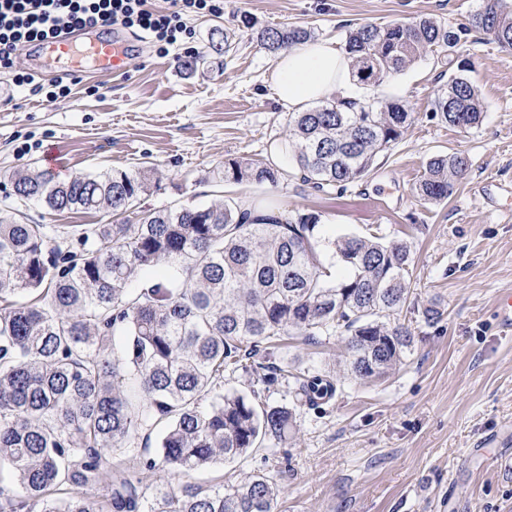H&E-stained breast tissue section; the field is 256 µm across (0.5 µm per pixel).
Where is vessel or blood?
Returning <instances> with one entry per match:
<instances>
[{"mask_svg":"<svg viewBox=\"0 0 512 512\" xmlns=\"http://www.w3.org/2000/svg\"><path fill=\"white\" fill-rule=\"evenodd\" d=\"M45 72H93L99 75L124 74L132 53L103 27L85 30L82 38L61 36L36 47Z\"/></svg>","mask_w":512,"mask_h":512,"instance_id":"b4317fda","label":"vessel or blood"}]
</instances>
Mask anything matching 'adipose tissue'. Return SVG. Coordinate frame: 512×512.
<instances>
[{
    "mask_svg": "<svg viewBox=\"0 0 512 512\" xmlns=\"http://www.w3.org/2000/svg\"><path fill=\"white\" fill-rule=\"evenodd\" d=\"M273 84L278 98L291 107L313 103L332 90L344 99L353 95L350 62L328 40L283 50L275 62Z\"/></svg>",
    "mask_w": 512,
    "mask_h": 512,
    "instance_id": "1",
    "label": "adipose tissue"
}]
</instances>
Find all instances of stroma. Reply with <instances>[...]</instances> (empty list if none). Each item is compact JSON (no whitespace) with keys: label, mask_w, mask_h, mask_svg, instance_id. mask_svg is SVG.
<instances>
[{"label":"stroma","mask_w":512,"mask_h":512,"mask_svg":"<svg viewBox=\"0 0 512 512\" xmlns=\"http://www.w3.org/2000/svg\"><path fill=\"white\" fill-rule=\"evenodd\" d=\"M480 0H224L223 15L188 17L191 38L161 51L146 41L125 75H81L54 103L16 86L31 72L20 49L0 71V170L47 168L58 175L155 168L158 182L139 198L143 210L177 203L219 205L229 158L260 159L288 137L289 109L271 81L275 59L258 43L262 28L296 24L318 40L343 42L350 26L419 15L448 26L467 22ZM230 50L209 53L214 29ZM205 55L194 70L182 60ZM482 102L478 127L433 119L434 100L463 62ZM108 88L98 96V84ZM412 114L403 137L378 155L346 192L326 193L293 179L274 192L283 208L321 214L328 236L412 237L414 275L397 315L411 325L412 352L384 377L342 383L320 409L296 407L284 378L260 387L263 405L292 409L294 430L279 447L186 475L144 468L143 486L210 485L261 472L281 489L276 512H512V470L501 469L495 438L512 424V336L498 318L512 294V212L491 210L488 181L512 186V51L475 34L446 54L429 53L387 79ZM462 153L469 167L444 203L422 200L416 186L430 157ZM437 321L425 322V309ZM283 356L320 372L340 371L341 338L290 341Z\"/></svg>","instance_id":"stroma-1"}]
</instances>
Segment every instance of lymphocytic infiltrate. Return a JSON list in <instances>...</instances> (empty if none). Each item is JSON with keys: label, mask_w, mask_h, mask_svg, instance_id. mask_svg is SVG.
I'll return each instance as SVG.
<instances>
[{"label": "lymphocytic infiltrate", "mask_w": 512, "mask_h": 512, "mask_svg": "<svg viewBox=\"0 0 512 512\" xmlns=\"http://www.w3.org/2000/svg\"><path fill=\"white\" fill-rule=\"evenodd\" d=\"M167 3L160 10L150 7L149 0H0V69L13 68L20 48L88 26L119 25L172 45L188 35L185 15L224 12V0Z\"/></svg>", "instance_id": "f902f5d3"}]
</instances>
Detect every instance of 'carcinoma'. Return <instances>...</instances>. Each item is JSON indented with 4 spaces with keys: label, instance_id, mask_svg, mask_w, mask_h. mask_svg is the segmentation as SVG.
Here are the masks:
<instances>
[{
    "label": "carcinoma",
    "instance_id": "cac0c4a2",
    "mask_svg": "<svg viewBox=\"0 0 512 512\" xmlns=\"http://www.w3.org/2000/svg\"><path fill=\"white\" fill-rule=\"evenodd\" d=\"M483 33L512 50V0H482L468 24L429 17L366 23L347 32L345 52L359 85L380 84L428 52ZM313 38L299 25L267 27L257 39L272 55ZM482 107L465 70L438 94L433 117L477 126ZM410 121L399 100H334L288 120L289 139L263 161H224V184L276 189L289 178L344 191ZM469 159L431 157L418 186L430 203L448 199ZM12 193L0 207V512H275L278 487L264 473L170 492L141 486L113 462L142 429L166 418L158 458L143 465L191 474L233 461L260 440L293 427L285 407L257 408L224 391V373L267 381L256 359L308 341L343 336L347 372L380 377L412 351V333L390 316L410 294L411 242L375 235L330 238L320 215L284 212L275 201L247 211L179 204L132 222L154 180L148 167L67 179L48 170L3 174ZM103 212L107 224H30L15 207ZM152 276L140 288L133 281ZM121 337L115 343V337ZM301 406L332 398L340 379L297 366L279 368Z\"/></svg>",
    "mask_w": 512,
    "mask_h": 512
}]
</instances>
